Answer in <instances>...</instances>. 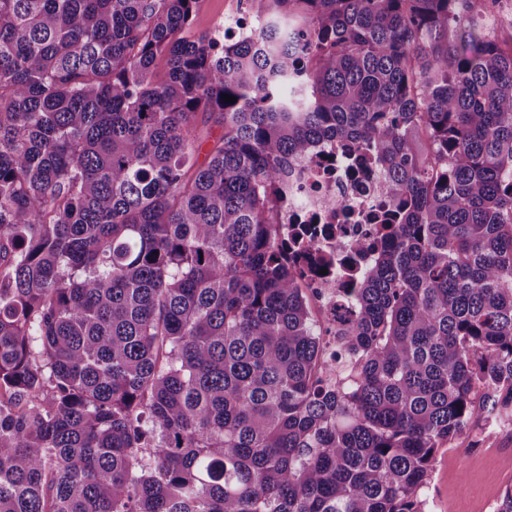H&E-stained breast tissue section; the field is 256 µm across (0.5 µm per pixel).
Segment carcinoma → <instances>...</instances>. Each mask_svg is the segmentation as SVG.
<instances>
[{
  "instance_id": "obj_1",
  "label": "carcinoma",
  "mask_w": 512,
  "mask_h": 512,
  "mask_svg": "<svg viewBox=\"0 0 512 512\" xmlns=\"http://www.w3.org/2000/svg\"><path fill=\"white\" fill-rule=\"evenodd\" d=\"M197 2L0 0V512H425L437 450L512 425V30L266 0L190 40ZM336 140L387 202L329 360L279 237ZM196 127L200 145L197 152V163L202 164L224 134V128L213 121H207L202 115H199Z\"/></svg>"
}]
</instances>
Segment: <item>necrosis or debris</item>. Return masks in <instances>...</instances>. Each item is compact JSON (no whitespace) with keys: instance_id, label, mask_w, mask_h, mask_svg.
I'll list each match as a JSON object with an SVG mask.
<instances>
[{"instance_id":"necrosis-or-debris-1","label":"necrosis or debris","mask_w":512,"mask_h":512,"mask_svg":"<svg viewBox=\"0 0 512 512\" xmlns=\"http://www.w3.org/2000/svg\"><path fill=\"white\" fill-rule=\"evenodd\" d=\"M359 157L355 144L319 143L305 159L291 164L284 193L281 221L289 233L315 225L312 247L334 262L327 273L308 270L303 276L320 323L331 328L344 326L351 317L346 288L352 273L347 260L355 259L360 268L373 261L371 250L357 254L352 246L367 238L374 206L383 196L385 174L377 164L359 166Z\"/></svg>"}]
</instances>
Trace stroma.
<instances>
[{
	"label": "stroma",
	"mask_w": 512,
	"mask_h": 512,
	"mask_svg": "<svg viewBox=\"0 0 512 512\" xmlns=\"http://www.w3.org/2000/svg\"><path fill=\"white\" fill-rule=\"evenodd\" d=\"M263 0H198L188 38L231 28L237 17L264 9ZM512 491V429L485 421L440 448L427 491V512H496Z\"/></svg>",
	"instance_id": "1"
}]
</instances>
